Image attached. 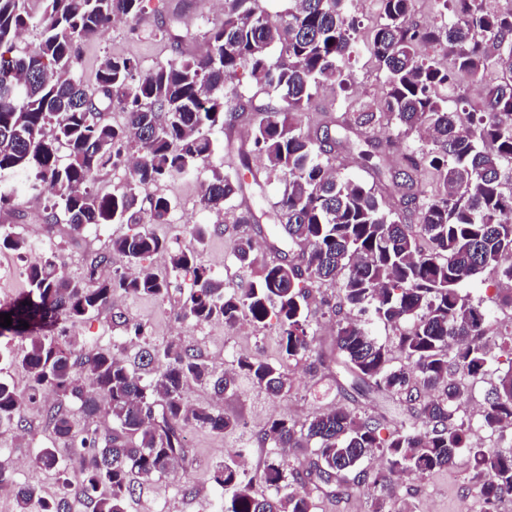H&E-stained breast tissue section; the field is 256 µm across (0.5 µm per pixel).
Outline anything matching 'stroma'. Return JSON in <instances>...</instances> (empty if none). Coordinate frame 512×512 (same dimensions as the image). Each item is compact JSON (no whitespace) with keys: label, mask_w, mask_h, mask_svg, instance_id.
Listing matches in <instances>:
<instances>
[{"label":"stroma","mask_w":512,"mask_h":512,"mask_svg":"<svg viewBox=\"0 0 512 512\" xmlns=\"http://www.w3.org/2000/svg\"><path fill=\"white\" fill-rule=\"evenodd\" d=\"M222 0H145L144 12L134 25L138 35H131L128 20L121 19L94 41L81 47L75 71L85 83H93L102 58L108 54H122L138 59L143 67L167 59L171 50L166 41L156 34L157 24L168 16L180 19L185 32H195L197 19L207 15L212 20L224 16ZM346 8L360 27V41L349 58L339 63L345 79L343 87L321 89L302 115L303 126H323L327 116L343 118L357 111L381 91L386 79L366 49L375 25L380 20L378 0H348ZM203 176L173 177L160 186H147L143 195L164 194L176 207L172 220L166 224L151 225L150 230L168 248L198 249L199 258L215 275L223 278L227 288H239L248 279L246 270L240 267L234 256V244L241 236L242 225L233 221L223 222L212 233L204 247H197L190 234L194 224H210L214 218L200 208ZM43 200L30 196L19 197L12 211H0V225H19L28 241L24 253L0 250V305L13 301L28 288L26 278L9 274L13 265L29 266L46 253L53 252L65 263L71 274L83 271L86 258L98 252L108 251L115 238L129 234L130 225L100 224L77 234L68 225H48L44 222ZM176 304L151 296L116 294L111 307L99 314L79 319L66 327V336L78 346L87 349H112L124 344L127 354H134L136 344L127 340V326L142 325L147 343L164 345L171 339H180L189 347L200 348L207 360L217 369L231 368L234 360L248 354L276 363L282 358L280 329L275 320L267 324H239L228 328L213 322L204 325L181 323L175 318ZM504 364H493L488 371L470 380V403L465 414L470 424L472 438L480 440L486 448L506 452L512 450V442L499 440L482 427L476 410L486 392L495 384L498 376L507 372ZM289 374L290 391L277 398L268 397L246 377H238L234 390L223 398H215L209 390L197 385L188 386L183 398L187 405L208 404L221 412L236 416L239 425L231 432L216 434L206 429L193 428L188 433L190 464L186 469L153 478L145 486L139 498L131 501L128 512H211L209 488L211 472L235 449H247L242 464L247 477L253 480L256 495H270L271 489L261 477L264 464L273 453L270 446L261 444L258 435L267 421L285 416L296 423H304L314 414L332 406L347 404V397L336 388V367L327 364L317 370H309L306 360L291 361ZM48 399L28 401L24 411L29 421L26 431L0 424V460L8 461L16 484H34L42 488L46 496H54L59 490L55 473L43 470L36 462V455L43 448L56 449L61 460H68L72 453L69 442L57 437L42 422ZM392 496L408 503L414 512H480L481 505L475 499L474 472L466 457H459L456 465L433 473L428 478H400L390 485Z\"/></svg>","instance_id":"35a3bbf8"}]
</instances>
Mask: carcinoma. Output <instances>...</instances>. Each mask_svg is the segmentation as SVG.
Instances as JSON below:
<instances>
[{
	"mask_svg": "<svg viewBox=\"0 0 512 512\" xmlns=\"http://www.w3.org/2000/svg\"><path fill=\"white\" fill-rule=\"evenodd\" d=\"M143 0H0V210L15 209L21 193L46 195V219L76 233L98 224H130L139 230L112 240L110 252L94 255L81 277L69 275L54 253L28 266L29 290L13 305L12 325L0 337L23 344L18 364L29 379V399L45 391L55 401L43 414L45 426L71 443L61 464L56 450L43 448L36 463L54 470L60 493L47 499L40 487L18 486L0 460V490L11 489L17 512H71L75 491L87 512H126L137 488L186 464L187 427L224 434L236 418L208 405L188 407L181 394L189 384L222 397L235 375L249 378L271 397L290 390L288 367L250 355L236 358L234 372L218 371L198 348L171 340L144 347L132 360L110 351L77 349L48 330L55 321H75L112 306V296L171 298L172 282L143 262L167 252L177 280L176 316L196 325L240 318L263 323L275 317L283 357L322 363L313 330L314 303L336 317L332 361L347 374L337 389L353 390L367 409L344 406L316 414L303 425L273 419L259 441L280 450L314 445L302 469L284 458L269 459L263 477L275 489L255 496L240 461L229 457L213 470L215 512H317L316 496L337 493L340 481L384 485L391 476L421 478L453 466L467 454L475 473V496L484 512L512 498V452L476 444L460 415L469 401L464 381L483 374L497 353L489 347L488 313L482 302L461 295L473 276L491 271L500 285L495 303L512 310V7L500 0H440L452 18L442 27L413 22L415 0H379L381 21L369 52L386 71L375 100L326 125L324 137L302 128L301 114L317 90L334 85L338 59L357 40V24L345 0H289L277 21L259 0H224V21L202 19L205 50L187 48L188 36L172 23L158 35L174 55L145 69L126 56L106 57L89 90L75 73L81 46L117 18L135 20ZM33 28L38 42L17 49ZM280 47L271 58L272 47ZM452 53L444 65L442 51ZM266 96L262 104L235 91L224 92L239 72ZM465 74L484 85L480 104L459 95L461 107L448 109L439 90ZM113 106L126 113L115 126L106 119ZM241 118L251 128L237 147L240 169L224 172L215 134ZM396 121L402 133L423 141L402 157L401 168L387 163L380 145L365 141L361 151L372 182L342 178L336 149L354 145L363 130ZM137 153L123 185L112 192L95 188L104 172ZM258 156L262 175L250 161ZM432 169L431 189L418 180ZM207 173L202 209L216 218L236 214L237 224H273L270 248L280 259L255 267L252 237L234 247L250 272L244 287L228 291L224 280L192 252L172 250L144 228L162 224L171 200L140 196V188L178 175ZM252 181H247L246 176ZM277 184L279 199L255 212L244 203L252 186ZM413 206L418 224H406L402 209ZM27 249L20 234L0 228V248ZM124 256L138 272L118 270L101 278L98 270ZM296 254L297 261L287 259ZM341 280L343 305L316 300L313 288ZM391 327L409 365L394 363L391 348L370 333L364 321L342 316L343 307ZM28 327H23L22 323ZM77 399L89 417L104 402L112 430L79 428L68 404ZM482 426L506 439L512 425V368L485 395ZM0 422L27 430L28 419L15 386L0 380ZM390 429L388 438L381 431ZM380 455L385 469L367 467ZM370 512H408L384 495L372 498Z\"/></svg>",
	"mask_w": 512,
	"mask_h": 512,
	"instance_id": "cac0c4a2",
	"label": "carcinoma"
}]
</instances>
